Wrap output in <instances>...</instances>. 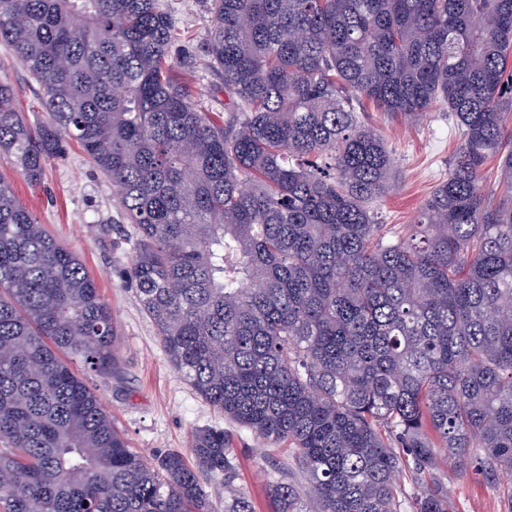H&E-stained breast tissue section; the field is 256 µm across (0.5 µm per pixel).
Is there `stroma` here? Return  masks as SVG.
<instances>
[{"mask_svg":"<svg viewBox=\"0 0 512 512\" xmlns=\"http://www.w3.org/2000/svg\"><path fill=\"white\" fill-rule=\"evenodd\" d=\"M160 3L176 28L178 46L199 51L209 36L210 22L198 0ZM0 78L14 85L22 112L36 109L35 82L1 44ZM357 110L385 136L395 158L392 189L375 205L378 218L392 236L409 237L421 205L448 174V161L459 142L456 124L443 104L415 124L381 112L366 99L360 100ZM14 184L40 223L80 258L115 312L121 336L120 368L109 377L90 373L86 379L131 447L152 459L169 449L188 450L196 429H224L237 456V486L250 493L255 512H274L266 492L268 482L276 476L298 481L302 475L290 467L283 453L202 401L169 362L141 309L135 283L123 274L132 252L112 247L111 228L123 217L111 184L75 145L65 158L48 162L41 188H30L19 178ZM442 479L448 487L450 512H503L502 490L512 485L503 476L489 479L475 462L462 471L444 465Z\"/></svg>","mask_w":512,"mask_h":512,"instance_id":"obj_1","label":"stroma"}]
</instances>
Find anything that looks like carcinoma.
<instances>
[{
    "mask_svg": "<svg viewBox=\"0 0 512 512\" xmlns=\"http://www.w3.org/2000/svg\"><path fill=\"white\" fill-rule=\"evenodd\" d=\"M199 2L222 120L160 0H0L46 114L0 79V157L38 186L71 141L108 179L170 362L303 475L270 482L276 512H448L441 457L512 473V0ZM362 98L406 121L444 103L459 131L406 239L373 209L393 157ZM119 340L0 172V512H211L204 475L255 512L223 429L189 457L130 448L72 368L112 375ZM195 89L199 103L208 111L224 116V104L228 98L224 95V85L212 71L199 69L195 77Z\"/></svg>",
    "mask_w": 512,
    "mask_h": 512,
    "instance_id": "carcinoma-1",
    "label": "carcinoma"
}]
</instances>
